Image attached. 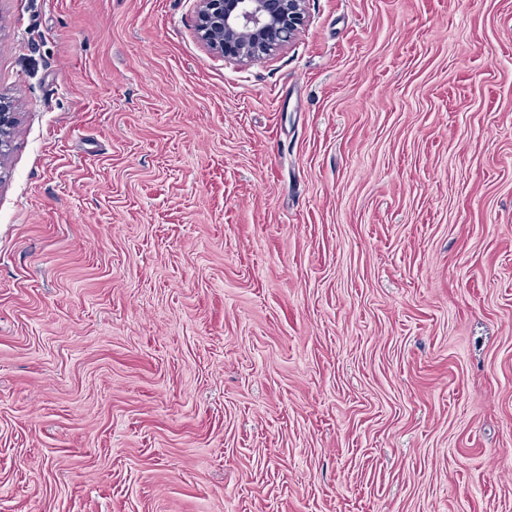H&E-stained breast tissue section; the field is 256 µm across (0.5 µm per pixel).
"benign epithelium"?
<instances>
[{"mask_svg":"<svg viewBox=\"0 0 512 512\" xmlns=\"http://www.w3.org/2000/svg\"><path fill=\"white\" fill-rule=\"evenodd\" d=\"M195 32L210 54L248 63L285 48L306 18L307 0H196ZM15 101L0 93V158L17 124Z\"/></svg>","mask_w":512,"mask_h":512,"instance_id":"obj_1","label":"benign epithelium"}]
</instances>
